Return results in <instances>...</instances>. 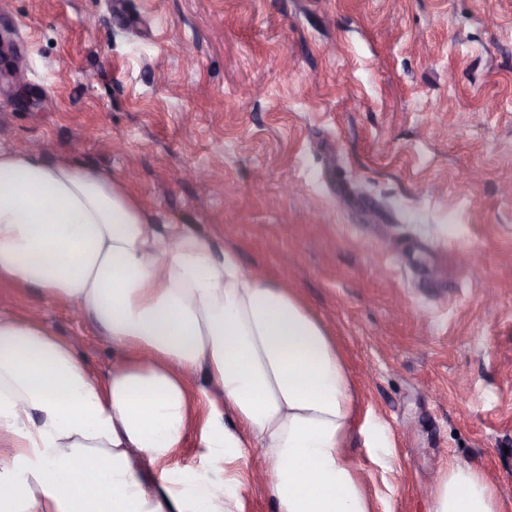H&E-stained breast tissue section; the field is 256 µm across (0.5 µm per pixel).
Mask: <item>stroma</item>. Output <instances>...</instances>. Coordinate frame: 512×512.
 Wrapping results in <instances>:
<instances>
[{
	"mask_svg": "<svg viewBox=\"0 0 512 512\" xmlns=\"http://www.w3.org/2000/svg\"><path fill=\"white\" fill-rule=\"evenodd\" d=\"M33 144L299 289L376 512L452 461L512 512V0H0V146ZM0 309L110 367L72 305Z\"/></svg>",
	"mask_w": 512,
	"mask_h": 512,
	"instance_id": "stroma-1",
	"label": "stroma"
}]
</instances>
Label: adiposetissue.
<instances>
[{"instance_id":"obj_1","label":"adipose tissue","mask_w":512,"mask_h":512,"mask_svg":"<svg viewBox=\"0 0 512 512\" xmlns=\"http://www.w3.org/2000/svg\"><path fill=\"white\" fill-rule=\"evenodd\" d=\"M0 281L76 305L115 348L101 376L72 337L0 311V512H242L250 457L276 512H374L331 328L235 250L161 233L112 175L0 147ZM191 435L199 464L170 467ZM503 509L456 461L430 512Z\"/></svg>"}]
</instances>
